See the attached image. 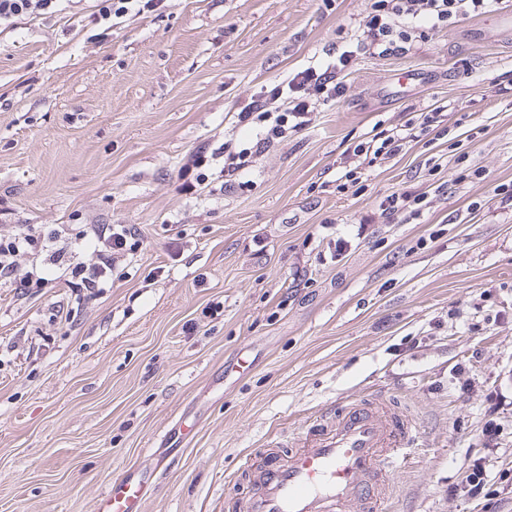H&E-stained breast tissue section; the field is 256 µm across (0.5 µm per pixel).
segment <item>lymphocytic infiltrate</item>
Wrapping results in <instances>:
<instances>
[{"mask_svg":"<svg viewBox=\"0 0 512 512\" xmlns=\"http://www.w3.org/2000/svg\"><path fill=\"white\" fill-rule=\"evenodd\" d=\"M509 3L512 0H368L361 41L384 55L417 41L424 31L445 29ZM351 58V51L339 52L334 61L305 68L253 95L236 116L237 128L249 129L251 139L243 141L227 135L214 156L209 155L207 147H199L180 170L181 192L200 195L206 191L213 157L223 158L220 174L225 183H233L252 166L257 155L311 124L312 114L321 104L342 96L341 74ZM438 122L439 111L434 108L411 116L403 128H374L370 138L354 146L353 154L370 164L382 156L394 157L413 140L415 131H429ZM428 208L424 195L394 193L380 202L379 215L367 216L366 221L371 224L380 218L388 223H409L421 219ZM136 237L129 224H96L72 240L56 233L42 237L26 232L0 235V281L26 294L45 287L57 267L64 272L67 288L93 298L111 281L119 258L132 253ZM38 252L47 253L48 265H21L22 256Z\"/></svg>","mask_w":512,"mask_h":512,"instance_id":"obj_1","label":"lymphocytic infiltrate"}]
</instances>
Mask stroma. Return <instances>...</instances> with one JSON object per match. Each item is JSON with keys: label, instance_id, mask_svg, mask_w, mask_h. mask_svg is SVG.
Wrapping results in <instances>:
<instances>
[{"label": "stroma", "instance_id": "obj_1", "mask_svg": "<svg viewBox=\"0 0 512 512\" xmlns=\"http://www.w3.org/2000/svg\"><path fill=\"white\" fill-rule=\"evenodd\" d=\"M95 5L0 24V234L140 232L95 300L0 284V512H94L130 469L158 485L144 512H241L242 463L374 396L417 423L386 512H512V31L480 14L377 56L367 0H166L108 31ZM335 47L345 91L310 127L245 186L179 192L252 94ZM434 107L442 132L338 189L374 125ZM406 190L421 222L362 224ZM477 461L493 500L463 490Z\"/></svg>", "mask_w": 512, "mask_h": 512}]
</instances>
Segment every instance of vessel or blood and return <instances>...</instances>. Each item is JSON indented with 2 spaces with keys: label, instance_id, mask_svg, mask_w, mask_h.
<instances>
[{
  "label": "vessel or blood",
  "instance_id": "1",
  "mask_svg": "<svg viewBox=\"0 0 512 512\" xmlns=\"http://www.w3.org/2000/svg\"><path fill=\"white\" fill-rule=\"evenodd\" d=\"M415 423L382 398L330 408L295 447L253 473L245 512H384L391 480L414 444ZM151 477L126 471L96 500L95 512H143Z\"/></svg>",
  "mask_w": 512,
  "mask_h": 512
}]
</instances>
